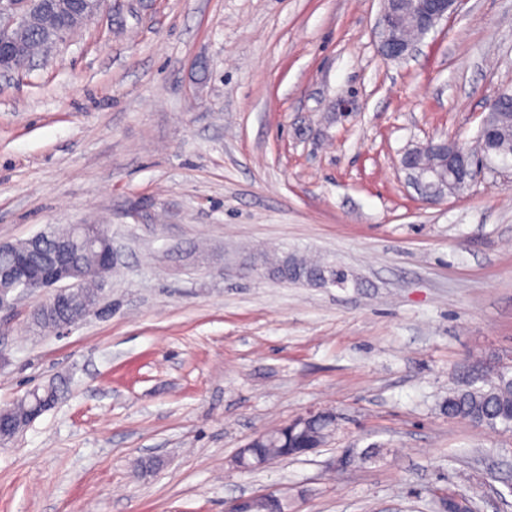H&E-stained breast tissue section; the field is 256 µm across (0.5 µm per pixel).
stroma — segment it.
<instances>
[{
  "instance_id": "obj_1",
  "label": "stroma",
  "mask_w": 512,
  "mask_h": 512,
  "mask_svg": "<svg viewBox=\"0 0 512 512\" xmlns=\"http://www.w3.org/2000/svg\"><path fill=\"white\" fill-rule=\"evenodd\" d=\"M382 0H110L0 76V242L99 224L120 252L102 312L35 332L0 309V407L57 405L0 444V512H512V432L448 418L512 367V170L426 203L406 151L476 148L512 93V0H465L412 58L384 59ZM277 248L357 287L245 267ZM312 409L313 451L233 459ZM357 460L338 468L345 452ZM157 458L158 470L138 463Z\"/></svg>"
}]
</instances>
